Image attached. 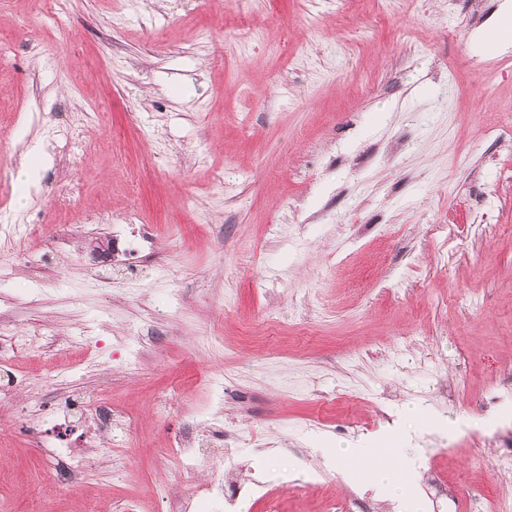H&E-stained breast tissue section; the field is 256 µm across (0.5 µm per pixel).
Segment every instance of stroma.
Wrapping results in <instances>:
<instances>
[{
    "label": "stroma",
    "mask_w": 512,
    "mask_h": 512,
    "mask_svg": "<svg viewBox=\"0 0 512 512\" xmlns=\"http://www.w3.org/2000/svg\"><path fill=\"white\" fill-rule=\"evenodd\" d=\"M13 2L0 224L44 235L0 241V334L27 339L0 365V512H175L194 482L233 512H399L324 463L396 430L428 512L512 503L488 463L512 452V44L481 41L504 0H56L64 25L22 29L40 2ZM105 396L129 424L47 479L44 441L86 448ZM187 434L191 475L166 452Z\"/></svg>",
    "instance_id": "35a3bbf8"
}]
</instances>
